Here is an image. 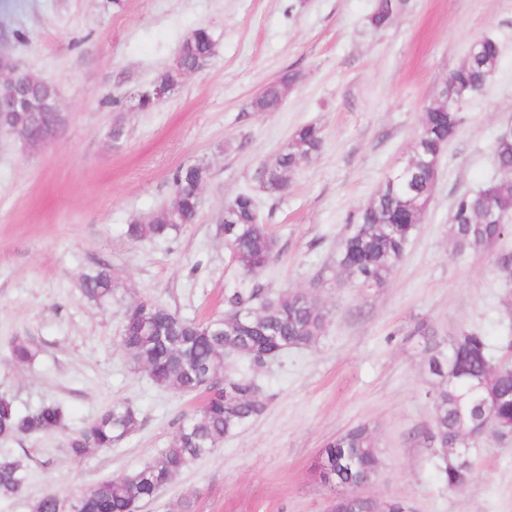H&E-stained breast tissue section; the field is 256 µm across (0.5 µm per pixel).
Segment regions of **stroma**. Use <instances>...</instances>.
<instances>
[{
    "label": "stroma",
    "mask_w": 512,
    "mask_h": 512,
    "mask_svg": "<svg viewBox=\"0 0 512 512\" xmlns=\"http://www.w3.org/2000/svg\"><path fill=\"white\" fill-rule=\"evenodd\" d=\"M375 0H0V51L50 80L64 125L38 151L0 133V394L20 409L59 402L76 428L116 400L139 428L112 448L71 458L53 430L6 443L27 458L23 493L0 512H33L43 495L74 496L132 473L168 447L200 397L154 386L121 345L127 306L156 300L178 314L223 315L242 277L224 248V207L243 190L276 243L255 281L271 293L315 289L329 312L316 343L253 373L266 403L257 419L183 471L140 512H327L332 491L312 474L325 443L358 424L380 466L370 493L412 512H512V441L473 449V477L448 489L429 431L425 362L431 346L486 336L493 356L512 340V278L491 253L457 252L452 206L498 174L494 142L512 124V0H404L385 29ZM209 29L215 55L160 104L128 91L166 72L184 37ZM491 37L500 60L449 140L427 211L385 287L356 288L336 258L353 216L404 165L424 109L470 45ZM298 81L274 112L248 102L286 71ZM323 131L318 157L281 194L258 173L296 129ZM121 138H113V128ZM209 169L196 223L135 244L126 224L172 197V174ZM117 292L104 305L79 278L99 264ZM36 351L14 363L12 340Z\"/></svg>",
    "instance_id": "obj_1"
}]
</instances>
